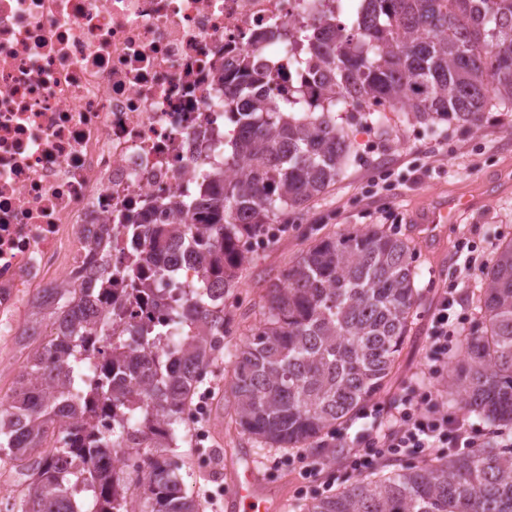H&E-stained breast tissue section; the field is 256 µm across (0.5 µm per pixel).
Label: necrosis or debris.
Listing matches in <instances>:
<instances>
[{
  "label": "necrosis or debris",
  "instance_id": "4bbe7bcc",
  "mask_svg": "<svg viewBox=\"0 0 512 512\" xmlns=\"http://www.w3.org/2000/svg\"><path fill=\"white\" fill-rule=\"evenodd\" d=\"M345 24L344 0H0V339L78 282L125 300L124 227L192 196L241 127L221 70L250 58L274 95H311L269 32Z\"/></svg>",
  "mask_w": 512,
  "mask_h": 512
}]
</instances>
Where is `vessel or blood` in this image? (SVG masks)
Listing matches in <instances>:
<instances>
[{"instance_id": "b4317fda", "label": "vessel or blood", "mask_w": 512, "mask_h": 512, "mask_svg": "<svg viewBox=\"0 0 512 512\" xmlns=\"http://www.w3.org/2000/svg\"><path fill=\"white\" fill-rule=\"evenodd\" d=\"M476 206L472 200L439 199L417 218L421 224H454ZM232 491L226 499L228 512H281V496L264 484L250 457H239L230 468Z\"/></svg>"}]
</instances>
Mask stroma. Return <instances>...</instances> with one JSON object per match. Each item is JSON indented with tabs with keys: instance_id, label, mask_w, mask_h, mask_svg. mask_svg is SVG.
Returning a JSON list of instances; mask_svg holds the SVG:
<instances>
[{
	"instance_id": "35a3bbf8",
	"label": "stroma",
	"mask_w": 512,
	"mask_h": 512,
	"mask_svg": "<svg viewBox=\"0 0 512 512\" xmlns=\"http://www.w3.org/2000/svg\"><path fill=\"white\" fill-rule=\"evenodd\" d=\"M338 122L351 144L344 174L303 210L281 216L288 234L254 256L238 290L224 299L231 333L199 386L210 397V415L200 432L181 426L185 442L177 450L185 463L180 471L188 494L210 496L206 512H218L214 497L229 485L228 463L240 455L253 458L263 481L290 502H305L328 494L355 480L357 473L340 469L346 449L364 445L371 423L387 420L407 398L432 389L438 401L446 399L447 372L434 373L426 359L430 313L437 295L453 288L461 304V333L474 322L472 293L480 287L481 267H470V256L490 263L499 245L512 239V112L492 113L476 130L443 126L432 130L401 112L386 115L384 126L343 112ZM413 167V176L395 181L391 191L378 197L379 211L367 210L364 177L369 169ZM482 198L479 209L456 224H441L434 234L412 224L432 196ZM380 227L410 242L418 289L413 324L382 388L373 397L379 406L371 416L357 414L323 441V458L338 471L333 483L306 477L300 457L291 453L259 451L256 440L236 429L231 418L230 355L249 337L260 320L261 297L270 279L292 265L314 240L350 230Z\"/></svg>"
}]
</instances>
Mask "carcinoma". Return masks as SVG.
Here are the masks:
<instances>
[{
    "label": "carcinoma",
    "mask_w": 512,
    "mask_h": 512,
    "mask_svg": "<svg viewBox=\"0 0 512 512\" xmlns=\"http://www.w3.org/2000/svg\"><path fill=\"white\" fill-rule=\"evenodd\" d=\"M336 97L258 93L264 67L245 61L224 76L244 97L243 129L224 150L222 185L201 184L188 224H157L142 266L143 240L127 226L131 272L148 311L129 315L127 342L110 343L112 289L94 293L101 321L84 320L89 289H54L36 314L52 324L29 357L12 400L0 407V462L30 478L20 512H203L173 460L184 406L224 348L228 295L252 258L243 242L324 192L343 173L350 145L336 124L349 109L375 120L377 107L430 127L478 129L492 110L512 111V0H358L351 21L322 22L305 38ZM184 236L200 277L191 288L153 284L166 273L167 243ZM414 248L380 228L321 239L265 288L262 319L231 354L236 427L269 449L302 453L355 413L383 385L411 329L418 296ZM477 296L480 321L448 375V404L461 403L492 433L512 425V240L498 248ZM94 368L88 369V356ZM55 438L52 450L44 448ZM145 437L153 450H108ZM512 512V447L497 440L432 462L384 471L285 512Z\"/></svg>",
    "instance_id": "1"
}]
</instances>
